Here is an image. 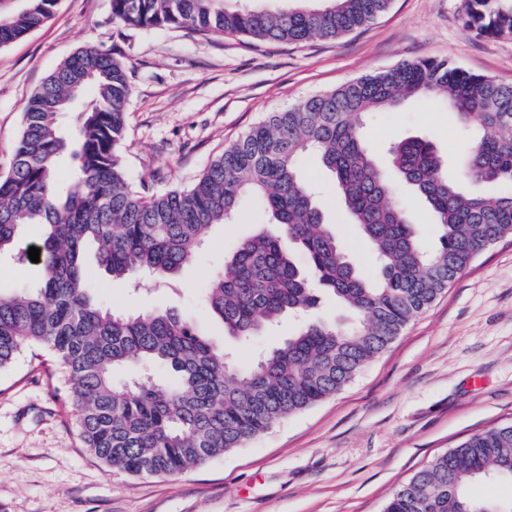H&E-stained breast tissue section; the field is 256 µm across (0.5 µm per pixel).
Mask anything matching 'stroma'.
Here are the masks:
<instances>
[{
    "mask_svg": "<svg viewBox=\"0 0 512 512\" xmlns=\"http://www.w3.org/2000/svg\"><path fill=\"white\" fill-rule=\"evenodd\" d=\"M465 0H391L373 24L334 39L257 42L188 29L130 27L112 0H58L42 28L0 48V176L8 172L24 105L78 48L116 53L132 86L122 153L127 177L152 192L189 187L220 154L270 113L403 60L444 59L512 84V33L482 36L463 23ZM377 155L420 136L449 163L473 137L439 100L411 98L361 119ZM303 172L319 187L327 223L368 277L380 265L336 199L316 157ZM391 198L409 204L422 245L439 226L399 181ZM267 214L244 200L212 227L175 288L99 289L109 309H171L225 341L240 365L280 345L285 320L243 346L224 337L202 301L224 256ZM41 281L39 264L0 256V294ZM68 383L42 350L0 369V512H383L391 495L434 456L486 428L512 423V238L481 253L343 390L294 414L210 464L174 476L133 477L84 448Z\"/></svg>",
    "mask_w": 512,
    "mask_h": 512,
    "instance_id": "obj_1",
    "label": "stroma"
}]
</instances>
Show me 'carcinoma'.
<instances>
[{"mask_svg": "<svg viewBox=\"0 0 512 512\" xmlns=\"http://www.w3.org/2000/svg\"><path fill=\"white\" fill-rule=\"evenodd\" d=\"M58 0H0V47L48 21ZM390 0H320L315 8L228 10L224 0H112L127 26L188 28L299 43L372 24ZM469 28L512 33V0H465ZM85 97L69 134L60 118L72 86ZM131 95L125 63L83 47L48 74L28 99L12 163L0 176V255L21 230L41 229L37 288L0 295V368L30 346L49 350L67 377L84 447L133 476H173L244 447L284 418L338 393L486 248L512 237V84L446 60L402 61L305 98L253 126L224 148L188 189L147 194L129 182L121 155ZM441 97L477 130L453 169L432 142L394 144L395 175L430 206L441 227L425 250L389 183L359 118L413 97ZM309 153L334 175L340 201L377 252L380 276L366 278L324 219L302 174ZM76 167L56 181L64 158ZM252 198L271 216L225 256L203 302L224 334L250 341L330 289L353 321L302 323L248 366L231 361L196 321L169 310L112 311L83 264L95 248L114 282L147 273L174 284L209 229ZM307 255L314 278L290 247ZM128 368L134 376L120 380ZM512 478V423L473 434L434 457L388 500L384 512H512V502L469 494L475 481Z\"/></svg>", "mask_w": 512, "mask_h": 512, "instance_id": "cac0c4a2", "label": "carcinoma"}]
</instances>
